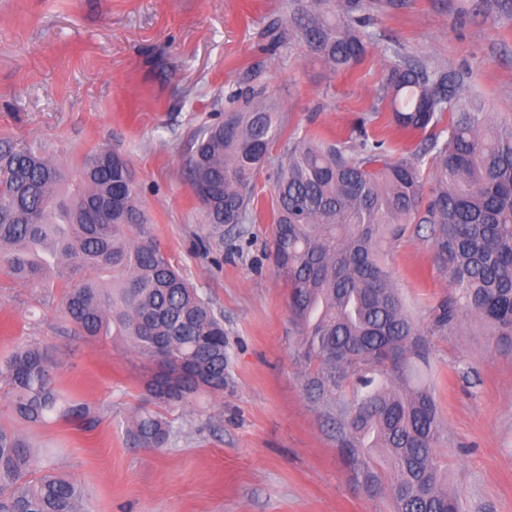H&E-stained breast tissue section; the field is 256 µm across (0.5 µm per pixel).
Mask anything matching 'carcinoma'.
<instances>
[{"instance_id":"1","label":"carcinoma","mask_w":512,"mask_h":512,"mask_svg":"<svg viewBox=\"0 0 512 512\" xmlns=\"http://www.w3.org/2000/svg\"><path fill=\"white\" fill-rule=\"evenodd\" d=\"M370 0H292L305 45L330 69L345 70L374 35ZM469 73L430 68L394 54L378 99L401 131L424 133L423 151L388 158L382 140L359 145L296 136L278 164L271 258L288 288L298 326L305 392L334 420L346 464L394 512H462L440 487L442 426L420 382L430 336L466 316L512 348V121L494 124ZM448 118L447 137L434 132ZM280 135L276 104L263 98L204 128L189 162L191 189L210 224H243L253 181ZM430 157L432 186L421 173ZM129 167L115 152L86 155L75 173L50 154L0 140V272L36 288H58L81 336H121L149 357L146 388L174 407L224 392V323L174 266L150 230ZM413 224L453 292L421 327L404 309L387 267L389 247ZM48 349L29 347L0 363L14 419L92 429L89 408L54 385ZM168 418L141 410L130 440L160 449ZM388 449L380 472L366 454ZM35 462L26 437L0 424V512H86L84 489L62 474L27 480Z\"/></svg>"}]
</instances>
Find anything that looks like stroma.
<instances>
[{"label":"stroma","instance_id":"obj_1","mask_svg":"<svg viewBox=\"0 0 512 512\" xmlns=\"http://www.w3.org/2000/svg\"><path fill=\"white\" fill-rule=\"evenodd\" d=\"M472 4L374 0L367 55L335 72L300 41L288 0H0V138L42 146L69 171L102 148L125 158L155 237L223 320L227 358L223 393L167 409L166 448L132 447L128 422L151 406L145 357L118 337L75 334L58 293L0 273V361L49 349L57 389L97 421L15 424L0 383V424L36 452L30 479L77 480L88 512H392L353 478L327 413L304 394L288 290L269 256L273 189L290 137L354 136L396 52L469 70L491 120L512 119V13L489 19ZM255 91L278 104L282 130L252 217L207 223L189 181L196 137ZM379 109L367 132L391 159L420 146ZM388 263L407 313L426 325L450 293L428 243L407 229ZM424 372L443 485L464 512H512V352L469 317L431 337Z\"/></svg>","mask_w":512,"mask_h":512}]
</instances>
